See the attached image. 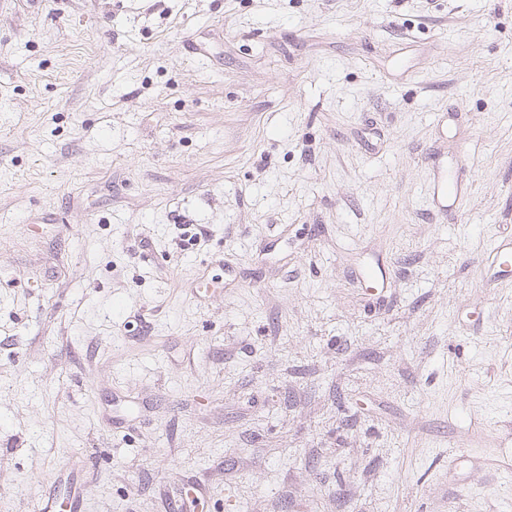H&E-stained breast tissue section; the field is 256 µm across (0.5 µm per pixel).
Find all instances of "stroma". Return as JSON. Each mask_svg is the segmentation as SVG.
<instances>
[{
    "mask_svg": "<svg viewBox=\"0 0 512 512\" xmlns=\"http://www.w3.org/2000/svg\"><path fill=\"white\" fill-rule=\"evenodd\" d=\"M25 2L0 0V512L73 455L85 512H512L464 445L512 426V0ZM469 191V182L460 175L458 165L450 170L440 172L433 186V200L437 203L457 202L463 199ZM492 266L501 278L512 277V237L498 239L493 248Z\"/></svg>",
    "mask_w": 512,
    "mask_h": 512,
    "instance_id": "35a3bbf8",
    "label": "stroma"
}]
</instances>
